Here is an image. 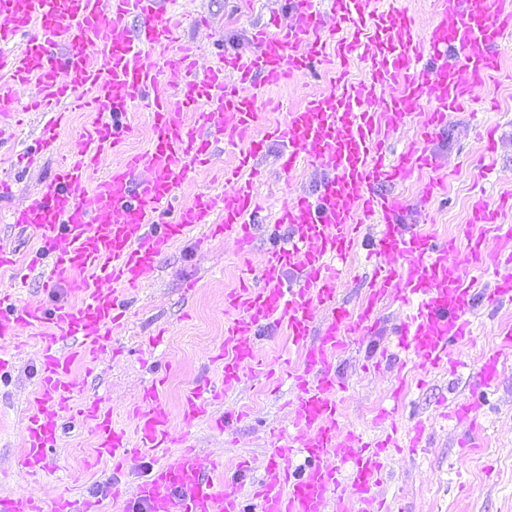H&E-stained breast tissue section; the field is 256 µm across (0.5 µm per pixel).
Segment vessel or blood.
<instances>
[{"mask_svg": "<svg viewBox=\"0 0 512 512\" xmlns=\"http://www.w3.org/2000/svg\"><path fill=\"white\" fill-rule=\"evenodd\" d=\"M289 13L256 30L244 52L225 53L220 66L197 73L170 0H0V144L23 114L46 115L38 148L53 151L73 111L92 112L70 156L57 161L37 198L14 209L12 224L39 243L27 264L44 287L70 286L75 302L45 307L0 290V339L29 333L40 344L41 375L24 424L25 472L47 471L59 446L65 411L76 410L95 441L97 456L123 466L132 450L168 448L171 414L160 398L163 378L145 389L142 407L118 428L99 401L72 406L68 378L75 364L94 365L104 344L128 320L120 292L138 291L160 258L194 227L208 239H235L250 252L261 211L250 185L219 195L198 192L177 206L193 167L208 162L214 144L247 142L236 167L250 168L272 137L287 139L284 173L323 164L331 175L317 199L298 196L278 210L286 244L266 253L256 286L226 291L233 317L224 328V386L246 373L262 374L253 336L280 321L303 351V371H287L299 389L292 428L272 434L274 447L261 478L249 490L220 480L223 461L203 459L180 445L132 495L146 512H390L377 489L384 463L360 437L341 438L331 364L350 337L367 333L376 304L396 298L409 308L396 346L421 370L448 367L454 344L472 334L473 289L482 277L486 242L495 239L499 269L486 300L512 302V225L499 207L477 200L462 227L467 241H435L404 224V199L377 194L382 183H401L435 169L427 145L449 113L464 111L477 90L502 69L512 42V0H431L434 19L419 29L404 10L380 9L379 0H288ZM333 23H325V13ZM141 19L130 30V19ZM361 52L364 79H348L343 63ZM439 64L422 66L424 54ZM323 72L328 87L309 93L284 124L268 126L257 87H277L298 72ZM180 80L179 99L160 91L165 75ZM429 109H422L423 100ZM146 112L151 139L130 152L131 112ZM416 118V137L396 160L383 162L387 134ZM117 161L92 179L102 154ZM379 225L374 256L398 255L396 267L377 266L370 294L358 312L338 305L337 294L365 225ZM499 352L484 357L477 384L495 385L502 352L512 349V326ZM220 397L195 386L184 394L181 417L192 424ZM305 465L292 467L294 456ZM348 462L342 472L328 457ZM90 503L58 497L52 505L22 494L0 497V512H91Z\"/></svg>", "mask_w": 512, "mask_h": 512, "instance_id": "vessel-or-blood-1", "label": "vessel or blood"}]
</instances>
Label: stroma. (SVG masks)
<instances>
[{
	"label": "stroma",
	"instance_id": "obj_1",
	"mask_svg": "<svg viewBox=\"0 0 512 512\" xmlns=\"http://www.w3.org/2000/svg\"><path fill=\"white\" fill-rule=\"evenodd\" d=\"M175 9L187 18L205 15L211 29L187 25L184 37L200 47L199 69L215 66L220 53L246 50L252 30L264 25L272 13L287 15L288 0H175ZM326 79L306 72L296 73L288 84L269 88L266 98L279 102L281 110L269 113L271 123H284L286 112L299 104L304 92L323 89ZM43 123L31 116L27 124L0 148V179L12 182L13 201L0 200V236L26 261L36 249L35 238L9 225L12 204H26L36 197L41 178L56 164L55 156H43L34 167L17 163L18 156L31 153ZM492 125L497 152L493 169L481 161L480 126ZM285 141L272 139L255 160L254 171H242L241 181L252 182L261 198V223H269L282 202L299 195L316 197L329 172L323 165H304L283 173L279 156ZM437 158L438 171L415 173L395 194L413 208L416 230L438 239L466 240L459 234L466 224L472 202L485 198L496 202L504 192H512V80L502 79L481 89L470 109L449 113L429 145ZM238 148L225 147L216 153L210 167L195 169L179 192L180 202L192 200L202 190L215 194L232 191L223 182L225 168L234 166ZM442 177L446 188L428 204H420L419 191L426 181ZM203 227L191 229L159 262L155 278L129 296L130 321L107 342L106 350L93 369L75 366L69 383L75 402L99 400L110 410L113 420L127 424L128 412L140 404L142 393L156 371L167 373L161 392L172 417L175 438H188L203 454H219L226 469L224 477L243 486L256 480L270 454V428L290 425V411L298 392L289 382L264 385L244 377L241 384L225 392L208 416L185 426L180 407L184 393L192 386H220L222 374L214 356L224 341L225 290L237 287L245 265L259 267L267 248L265 234H258L249 262H242L235 240H208ZM374 230L364 229L351 263V273L339 290L337 301L350 311H358L368 294L371 266L366 255ZM16 289L25 300H40L46 306L72 300L69 286L44 289L36 280H22L20 269L0 270V289ZM405 313L400 302L386 300L377 305L371 332L356 337L346 350L337 352L332 365L344 385L340 402V430L363 441L378 440L390 425L408 431L414 421H422L429 436L427 447L413 454H391L385 461L382 490L395 512H512V357L500 369L496 384L477 395L473 370L482 357L499 348L501 329L512 324V305L494 308L482 292L473 300L474 328L469 340L455 345L451 358L455 372L423 373L411 367L413 383L395 392L399 363L390 346ZM160 344H152L154 336ZM258 349L267 363L280 367L287 363L303 370L301 351L289 348L284 330H259ZM0 359L7 366L0 371V495L24 493L50 503L59 496L89 501L93 512H121L112 500L113 486L132 489L146 479L163 457L142 452L121 469L111 459L95 458L94 442L79 419L64 416L60 446L51 455L49 469L38 475L21 471L23 425L29 400L39 378V350L35 345L18 346L0 340ZM479 403L476 426L444 422V407L466 399ZM469 437L472 448L459 442ZM252 459L251 471H237L240 458Z\"/></svg>",
	"mask_w": 512,
	"mask_h": 512
}]
</instances>
